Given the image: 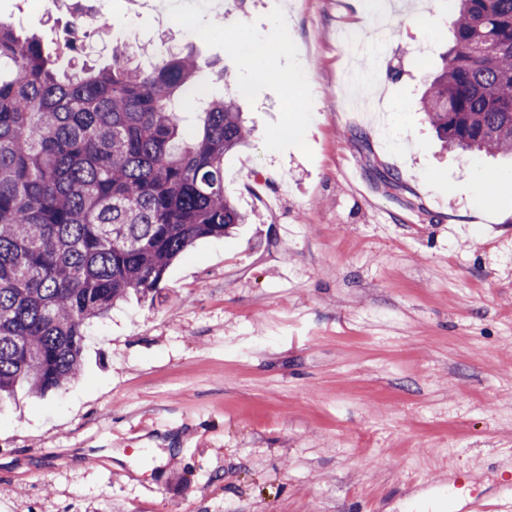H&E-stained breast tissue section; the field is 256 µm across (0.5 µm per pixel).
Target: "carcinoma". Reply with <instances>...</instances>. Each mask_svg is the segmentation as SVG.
Instances as JSON below:
<instances>
[{"mask_svg": "<svg viewBox=\"0 0 512 512\" xmlns=\"http://www.w3.org/2000/svg\"><path fill=\"white\" fill-rule=\"evenodd\" d=\"M452 42L422 110L460 153L512 156V0H454ZM200 62L57 67L0 22V400L80 378L86 328L156 290L202 238L246 223L224 155L253 129L239 91L196 84ZM203 114V133L181 127Z\"/></svg>", "mask_w": 512, "mask_h": 512, "instance_id": "carcinoma-1", "label": "carcinoma"}]
</instances>
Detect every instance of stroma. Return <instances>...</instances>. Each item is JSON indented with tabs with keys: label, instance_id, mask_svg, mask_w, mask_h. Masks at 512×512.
<instances>
[{
	"label": "stroma",
	"instance_id": "stroma-1",
	"mask_svg": "<svg viewBox=\"0 0 512 512\" xmlns=\"http://www.w3.org/2000/svg\"><path fill=\"white\" fill-rule=\"evenodd\" d=\"M223 2L219 29L158 0H0L49 54L89 9L97 66L116 41L193 52L254 128L224 157L252 223L91 324L77 381L0 402V512H512V161L422 113L448 0H397L351 85L365 0ZM238 36L273 47L271 77ZM233 47L256 79L269 75L266 68H270V57L266 55V46L245 40L234 42Z\"/></svg>",
	"mask_w": 512,
	"mask_h": 512
}]
</instances>
